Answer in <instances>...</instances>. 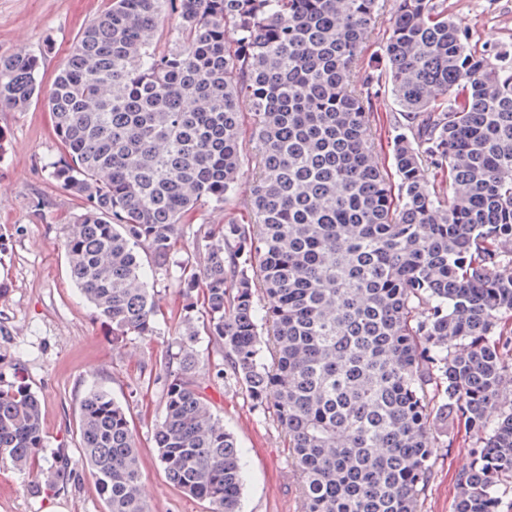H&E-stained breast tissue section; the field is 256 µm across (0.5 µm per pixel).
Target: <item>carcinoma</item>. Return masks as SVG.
<instances>
[{
  "label": "carcinoma",
  "mask_w": 512,
  "mask_h": 512,
  "mask_svg": "<svg viewBox=\"0 0 512 512\" xmlns=\"http://www.w3.org/2000/svg\"><path fill=\"white\" fill-rule=\"evenodd\" d=\"M378 8L109 0L48 94L62 149L49 175L81 205L63 247L115 338L158 333L148 280L185 225L235 196L252 115L248 221L199 224L200 272L177 280L160 360L158 459L209 512H241L244 466L195 379L202 334L288 438L302 512H423L450 422L474 439L454 512H500L512 489V62L473 50L438 0H395L385 81L418 122L393 141L394 184L372 89L354 86ZM38 71L29 50L1 56L0 108L25 109ZM79 435L108 512H149L108 388H87ZM43 448L40 400L15 369L0 377V462L26 469Z\"/></svg>",
  "instance_id": "cac0c4a2"
}]
</instances>
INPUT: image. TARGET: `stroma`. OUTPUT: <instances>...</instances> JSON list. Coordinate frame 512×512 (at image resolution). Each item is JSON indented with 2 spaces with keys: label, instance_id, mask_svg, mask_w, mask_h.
Returning <instances> with one entry per match:
<instances>
[{
  "label": "stroma",
  "instance_id": "stroma-1",
  "mask_svg": "<svg viewBox=\"0 0 512 512\" xmlns=\"http://www.w3.org/2000/svg\"><path fill=\"white\" fill-rule=\"evenodd\" d=\"M106 0H0V56L18 47L40 57L42 95L21 112L0 111V360L18 364L41 401L45 447L40 478L0 464V512H107L90 470L81 464L79 401L99 383L124 405L137 438L141 488L149 512H208L165 476L157 460L153 429L161 416L165 381L159 357L172 343L182 302L175 292L183 271L200 266L192 231H185L168 272L152 283L159 333L151 338L112 340L111 328L82 299L70 277L62 238L80 213L78 201L53 182L46 168L60 146L45 95L64 68L78 34ZM478 50L512 58V0H445ZM393 22L391 0H381L376 23L363 41L356 84L372 83L376 97L372 135L382 157L406 133L410 119L400 111L382 80L383 45ZM198 384L243 451L246 481L243 512H302L300 477L292 468L288 440L271 413L252 406L239 387L217 376L224 349L201 338ZM471 438L464 429L440 436L432 451L433 474L424 512H453L457 474L470 461ZM71 462L63 486L35 493L47 484L55 456Z\"/></svg>",
  "mask_w": 512,
  "mask_h": 512
}]
</instances>
